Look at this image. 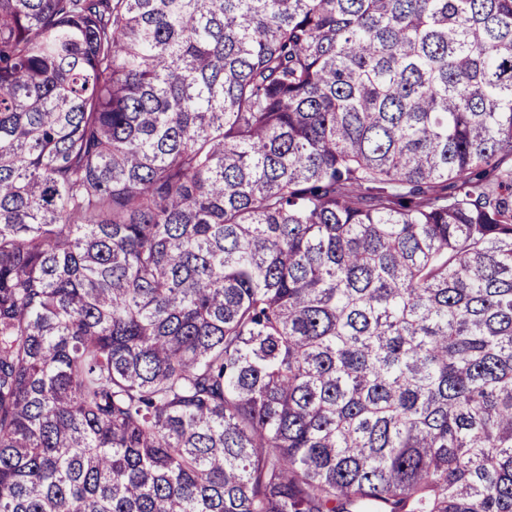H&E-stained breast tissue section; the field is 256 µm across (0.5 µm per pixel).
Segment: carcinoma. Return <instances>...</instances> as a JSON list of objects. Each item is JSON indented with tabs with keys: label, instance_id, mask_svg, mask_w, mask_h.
Listing matches in <instances>:
<instances>
[{
	"label": "carcinoma",
	"instance_id": "obj_1",
	"mask_svg": "<svg viewBox=\"0 0 512 512\" xmlns=\"http://www.w3.org/2000/svg\"><path fill=\"white\" fill-rule=\"evenodd\" d=\"M0 512H512V0H0Z\"/></svg>",
	"mask_w": 512,
	"mask_h": 512
}]
</instances>
